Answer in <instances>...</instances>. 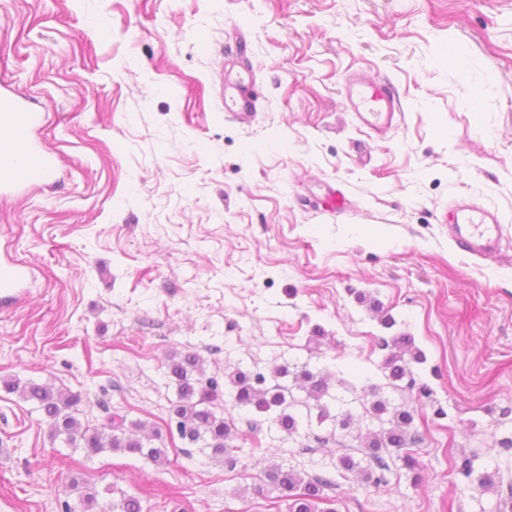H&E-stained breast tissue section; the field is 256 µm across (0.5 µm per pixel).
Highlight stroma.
<instances>
[{
	"instance_id": "35a3bbf8",
	"label": "stroma",
	"mask_w": 512,
	"mask_h": 512,
	"mask_svg": "<svg viewBox=\"0 0 512 512\" xmlns=\"http://www.w3.org/2000/svg\"><path fill=\"white\" fill-rule=\"evenodd\" d=\"M231 73L258 97L245 121L224 110ZM352 73L399 96L386 135L346 109ZM1 85L37 102L60 168L0 198V258L29 271L0 303V512L76 510L75 481L151 512H266L272 464L335 475L351 435L305 451L229 405L236 466L176 437L163 467L89 457L5 384L48 382L96 423L162 430L175 351L219 379L307 363L360 392L384 381L373 299L427 358L421 467L381 490L338 478L333 508L497 512L512 449L485 455L498 489L482 498L451 471L512 414V0H0ZM463 198L498 212L497 259L449 238Z\"/></svg>"
}]
</instances>
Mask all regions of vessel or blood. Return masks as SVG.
<instances>
[{"mask_svg": "<svg viewBox=\"0 0 512 512\" xmlns=\"http://www.w3.org/2000/svg\"><path fill=\"white\" fill-rule=\"evenodd\" d=\"M256 97L243 84L224 87V109L230 115L246 119L255 108ZM346 104L358 120L372 132L385 134L393 128L400 107L394 92L387 86L367 88L356 75L346 85ZM42 116L26 97L9 87L0 88V194H16L27 188L33 178L52 180L58 163L56 158L34 141ZM448 232L468 253L495 259L503 240L502 224L494 212L473 206L457 207ZM24 275L17 264L0 270V300L20 299L18 287Z\"/></svg>", "mask_w": 512, "mask_h": 512, "instance_id": "vessel-or-blood-1", "label": "vessel or blood"}]
</instances>
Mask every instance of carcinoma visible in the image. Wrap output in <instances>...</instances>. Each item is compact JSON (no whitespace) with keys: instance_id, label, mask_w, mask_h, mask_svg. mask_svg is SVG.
Here are the masks:
<instances>
[{"instance_id":"cac0c4a2","label":"carcinoma","mask_w":512,"mask_h":512,"mask_svg":"<svg viewBox=\"0 0 512 512\" xmlns=\"http://www.w3.org/2000/svg\"><path fill=\"white\" fill-rule=\"evenodd\" d=\"M379 346L388 351L378 366L385 383L370 385V401L360 396L349 400L331 393L328 376L311 370L307 363L294 371L279 366L268 376L237 369L226 374L224 386L228 392L225 393L215 378L205 377L204 360L198 352H174L167 359L165 376L176 388L170 410L177 420L179 438L199 446L202 451L210 450L213 458L223 457L229 464H236L242 448L233 444L230 421L217 412L224 397L242 411L268 415L271 432L288 438H313L319 443L328 438L315 433V429L325 426L327 433L334 436L348 429L357 416L368 424L366 431L354 436V440L359 443L363 460H375L376 467H364L354 457L343 455L339 457L338 469L347 473L357 471L376 487H386L390 464L408 474L415 473L419 466L417 457L407 451L421 441L413 429L417 406L413 399L404 398V394L415 392L418 398L429 399L433 390L414 376L413 365L425 363L426 357L412 336L397 333L382 337ZM287 376L292 377L291 384L279 383V379ZM6 387L20 392L24 400L36 406L52 439L61 437L67 444L83 449L89 457L109 449L138 455L156 466L169 464L162 434L158 430L147 431V423L141 420L113 414L102 426H92L78 418L82 402L79 394H66L49 383L34 381L22 385L16 380L9 381ZM300 392L304 396H298ZM480 459L475 452L465 456L454 466L453 474L455 480L469 481L474 491L483 495L495 490L496 483L493 472L473 477ZM265 478L277 492L278 501L287 502L288 512H335L332 508H322L329 502L325 490L335 486L326 476H309L290 466L275 465ZM73 489L80 491L84 512H148L142 497L114 484L105 488L114 497L103 505L99 503L96 487L75 484Z\"/></svg>"}]
</instances>
